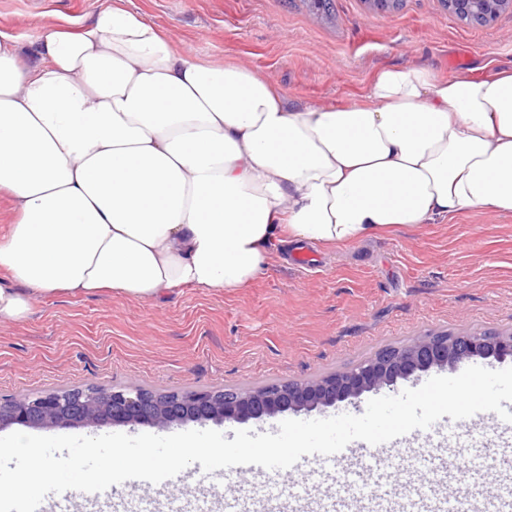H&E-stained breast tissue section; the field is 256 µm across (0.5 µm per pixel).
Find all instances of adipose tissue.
<instances>
[{
	"label": "adipose tissue",
	"mask_w": 512,
	"mask_h": 512,
	"mask_svg": "<svg viewBox=\"0 0 512 512\" xmlns=\"http://www.w3.org/2000/svg\"><path fill=\"white\" fill-rule=\"evenodd\" d=\"M0 193V320L49 295L234 291L287 238L512 214V67L383 68L365 102L296 104L124 8L31 50L0 32Z\"/></svg>",
	"instance_id": "adipose-tissue-1"
}]
</instances>
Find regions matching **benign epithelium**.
<instances>
[{
	"instance_id": "benign-epithelium-1",
	"label": "benign epithelium",
	"mask_w": 512,
	"mask_h": 512,
	"mask_svg": "<svg viewBox=\"0 0 512 512\" xmlns=\"http://www.w3.org/2000/svg\"><path fill=\"white\" fill-rule=\"evenodd\" d=\"M506 0H448L455 15L495 18ZM512 359V330L424 336L391 348L358 366L318 379L267 385L228 394L224 388L156 393L143 388L107 387L22 393L0 401V430L143 425L159 430L190 422H247L286 412H311L368 392L394 386L432 368H455L470 360Z\"/></svg>"
}]
</instances>
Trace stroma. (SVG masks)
<instances>
[{
	"label": "stroma",
	"instance_id": "obj_1",
	"mask_svg": "<svg viewBox=\"0 0 512 512\" xmlns=\"http://www.w3.org/2000/svg\"><path fill=\"white\" fill-rule=\"evenodd\" d=\"M121 2L200 58L235 61L298 103H362L387 65H423L442 79L477 64H512V9L467 22L440 0L399 10L332 0H0V30L32 48L49 26L87 24ZM512 328V214L462 213L357 244L275 245L248 287L181 288L158 301L48 296L24 321L0 320V399L64 386H140L158 393L253 389L345 371L380 350L426 335ZM492 419L454 431L449 489L497 462ZM288 475L251 472L200 481L184 469L162 512H215L227 489L270 495Z\"/></svg>",
	"mask_w": 512,
	"mask_h": 512
}]
</instances>
